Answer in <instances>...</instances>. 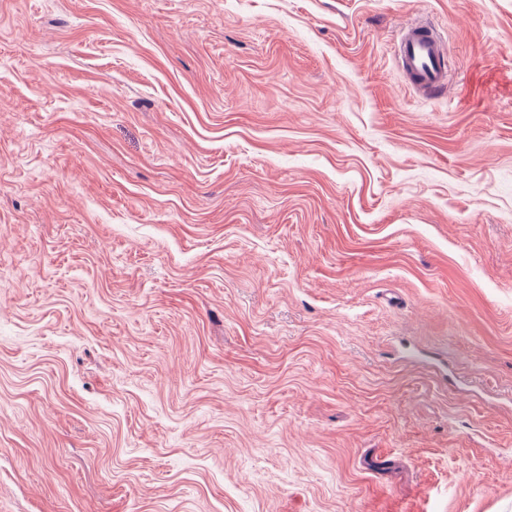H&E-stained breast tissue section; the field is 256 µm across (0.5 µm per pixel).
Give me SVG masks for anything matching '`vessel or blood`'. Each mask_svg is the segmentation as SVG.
Masks as SVG:
<instances>
[{
    "instance_id": "vessel-or-blood-1",
    "label": "vessel or blood",
    "mask_w": 512,
    "mask_h": 512,
    "mask_svg": "<svg viewBox=\"0 0 512 512\" xmlns=\"http://www.w3.org/2000/svg\"><path fill=\"white\" fill-rule=\"evenodd\" d=\"M395 58L410 86L427 95H443L450 89L446 49L439 32L430 24L412 22L401 32Z\"/></svg>"
}]
</instances>
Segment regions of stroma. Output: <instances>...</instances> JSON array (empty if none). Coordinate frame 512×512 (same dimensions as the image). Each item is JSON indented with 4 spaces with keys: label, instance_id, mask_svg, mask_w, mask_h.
<instances>
[{
    "label": "stroma",
    "instance_id": "stroma-1",
    "mask_svg": "<svg viewBox=\"0 0 512 512\" xmlns=\"http://www.w3.org/2000/svg\"><path fill=\"white\" fill-rule=\"evenodd\" d=\"M0 512H512V0H0ZM394 54L415 91L437 96L450 90L446 49L439 32L430 24L409 23L401 31Z\"/></svg>",
    "mask_w": 512,
    "mask_h": 512
}]
</instances>
